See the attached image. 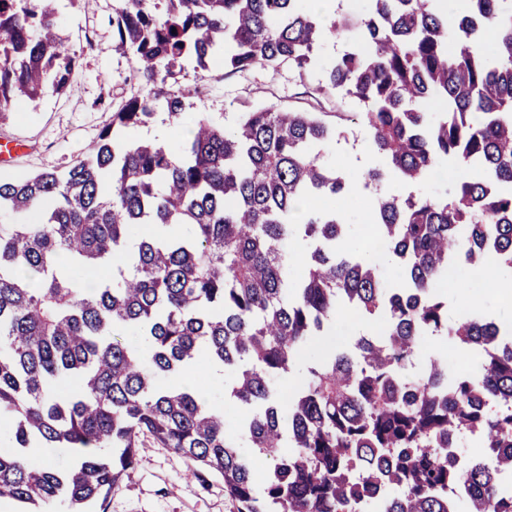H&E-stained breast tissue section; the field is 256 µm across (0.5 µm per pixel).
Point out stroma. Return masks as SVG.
<instances>
[{"label": "stroma", "instance_id": "obj_1", "mask_svg": "<svg viewBox=\"0 0 512 512\" xmlns=\"http://www.w3.org/2000/svg\"><path fill=\"white\" fill-rule=\"evenodd\" d=\"M118 0H86L80 8L69 0L56 4L59 26L66 44L77 57V67L66 93L45 94L36 103L17 105L0 122V142L16 145L6 164H0V176L23 177L37 172H63L85 156L102 129L111 122L113 111L140 87L132 64L113 48L112 10ZM350 46L348 40L328 38L317 51V67L306 78H299L288 65L272 72L255 68L228 75L223 60H216L205 81V88L193 100L188 117L207 115L223 123L225 114L238 111L242 101L276 105L282 108H306L314 102V90L323 78V70ZM326 162L348 175L354 191L337 205L347 234L342 247L346 252H365L366 204L372 188L363 181L369 169L379 161L371 154L364 131L346 124L345 135L332 146ZM480 301L469 305L455 289H448L450 316L478 315L501 325H512V298L504 297L495 282L478 287ZM358 314L342 313L328 335L319 337L306 349L290 377L276 381L280 394L294 392L302 383L307 367L322 355L347 350L359 333H376L381 324L371 321L358 330ZM104 512H236L224 492L221 477L209 472L173 449L147 443L133 469L103 505Z\"/></svg>", "mask_w": 512, "mask_h": 512}]
</instances>
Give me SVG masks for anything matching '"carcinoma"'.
<instances>
[{"instance_id": "obj_1", "label": "carcinoma", "mask_w": 512, "mask_h": 512, "mask_svg": "<svg viewBox=\"0 0 512 512\" xmlns=\"http://www.w3.org/2000/svg\"><path fill=\"white\" fill-rule=\"evenodd\" d=\"M54 2L0 0L1 117L70 85L77 60ZM440 2L369 0L355 19L304 0H121L115 44L142 90L67 171L0 179L13 217L0 224V418L12 422L0 498L104 500L149 437L218 474L236 512H512V331L450 318L442 288L459 259L512 270V0H465L452 29ZM328 35L354 45L316 93L354 112L197 116L176 150L125 135L161 101L182 122L200 93L178 81L187 65L202 80L222 51L227 74L288 63L302 78ZM342 119L383 159L371 184L418 185L448 158L463 169L442 198L376 194L369 231L400 265L396 288L343 251L336 209L312 205L347 192L323 160ZM155 224L179 232L160 239ZM295 245L308 266L291 281ZM346 308L383 318V334L312 363L283 402L275 381ZM429 333L475 348L478 370L450 377L433 358L407 376ZM202 354L231 372L240 438L275 457L260 485L224 413L157 381ZM465 433L487 459H464ZM34 445L67 449V464L30 461Z\"/></svg>"}]
</instances>
